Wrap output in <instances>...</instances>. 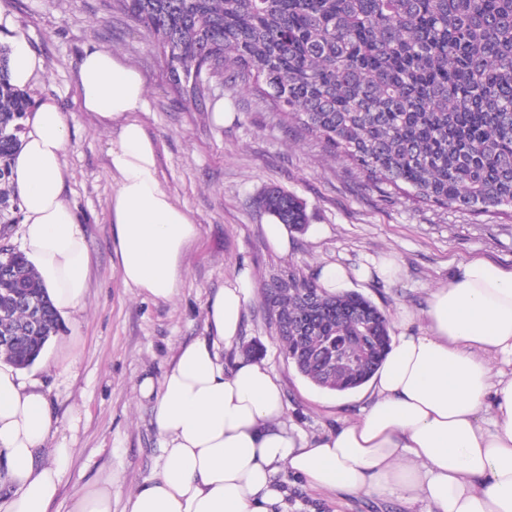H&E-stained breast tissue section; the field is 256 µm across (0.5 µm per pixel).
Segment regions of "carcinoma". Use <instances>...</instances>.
I'll return each mask as SVG.
<instances>
[{
  "label": "carcinoma",
  "instance_id": "carcinoma-1",
  "mask_svg": "<svg viewBox=\"0 0 512 512\" xmlns=\"http://www.w3.org/2000/svg\"><path fill=\"white\" fill-rule=\"evenodd\" d=\"M152 39L181 99L204 107L208 85H246L254 104L281 125L292 124L367 179L418 202L462 211L512 209V0H112ZM0 44V235L19 220L13 162L22 146L27 94L9 80ZM259 208L289 228L308 224L306 205L270 188ZM14 269L0 275V305L17 279L43 304L47 335L60 321L34 267L20 251L0 255ZM294 288L268 285L266 304L286 359L311 384L324 383L300 361L299 332L281 321L305 313L300 291L317 278L288 266ZM328 310L316 336L356 335L338 308H370L390 336L386 315L356 292H323ZM14 344L0 348L17 368L31 366L45 343L14 312ZM381 362L347 366L340 379L353 391Z\"/></svg>",
  "mask_w": 512,
  "mask_h": 512
}]
</instances>
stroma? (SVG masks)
Returning <instances> with one entry per match:
<instances>
[{
  "mask_svg": "<svg viewBox=\"0 0 512 512\" xmlns=\"http://www.w3.org/2000/svg\"><path fill=\"white\" fill-rule=\"evenodd\" d=\"M0 5L42 60L26 94L34 103L54 98L66 116L65 196L78 209L91 255L85 307L64 318L40 358L21 371L25 380L44 384L57 426L48 448L62 443L73 450L50 512H70L77 491L106 479L112 482V512H125L131 492L159 474L163 439L151 404L137 399V384L147 374L161 378L178 348L204 335L209 296L241 265L251 267L254 290L239 338L224 351V365L232 367L239 358L265 362L282 389L284 426L307 436L357 418L370 391L364 386L338 395L320 389L286 360L265 300L264 285L274 269L291 264L312 273L329 263L358 268L394 260V279L355 278L347 286L392 321L401 309L422 311L431 289L469 259L512 268V211L477 215L388 194L385 184L362 177L314 139L273 122L242 89L196 110L171 90L146 33L112 11L108 0ZM92 48L112 51L144 76L146 106L138 117L158 145L161 185L202 226L179 293L168 302L125 287L115 268V181L107 152L116 132L101 129L76 101L80 59ZM218 112L223 121L215 120ZM271 186L299 197L309 216L305 232L291 233L285 254L267 242L268 215L256 205ZM276 480L283 498L273 512H412L399 501L341 499L310 490L285 468Z\"/></svg>",
  "mask_w": 512,
  "mask_h": 512,
  "instance_id": "stroma-1",
  "label": "stroma"
}]
</instances>
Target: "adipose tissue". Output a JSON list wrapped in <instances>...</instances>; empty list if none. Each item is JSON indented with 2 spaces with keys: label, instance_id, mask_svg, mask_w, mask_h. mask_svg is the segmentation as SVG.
Segmentation results:
<instances>
[{
  "label": "adipose tissue",
  "instance_id": "obj_1",
  "mask_svg": "<svg viewBox=\"0 0 512 512\" xmlns=\"http://www.w3.org/2000/svg\"><path fill=\"white\" fill-rule=\"evenodd\" d=\"M9 38V75L26 87L41 61L0 7ZM83 111L118 135L108 151L115 177L112 242L124 285L169 301L200 235L194 218L162 187L157 146L137 114L146 82L112 52L85 51L78 68ZM66 118L53 99L26 119L14 160L22 250L57 312L82 309L90 253L64 194ZM252 293L241 266L207 302L205 336L182 346L162 379L143 376L164 464L135 489L126 512H272L273 481L287 467L315 491L424 503V512H512V269L483 259L463 264L433 288L426 328L398 314L400 331L371 379L369 404L353 420L312 437L288 432L282 392L265 363L225 368L222 347L239 337ZM45 394L0 364V461L17 491L0 512H48L71 460L70 448L40 452L53 433Z\"/></svg>",
  "mask_w": 512,
  "mask_h": 512
}]
</instances>
